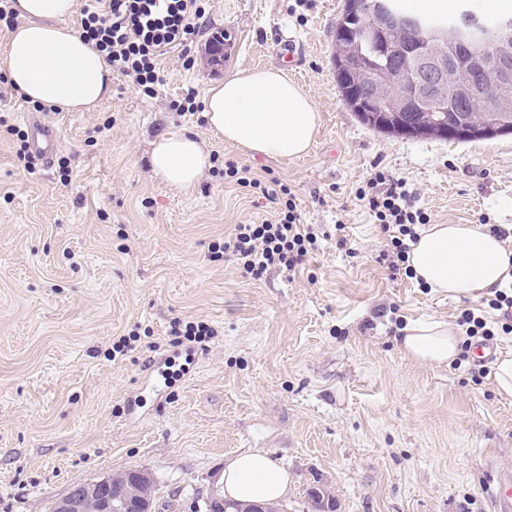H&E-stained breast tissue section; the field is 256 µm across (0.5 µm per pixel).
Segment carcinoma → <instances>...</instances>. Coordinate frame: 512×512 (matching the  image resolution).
<instances>
[{"instance_id":"cac0c4a2","label":"carcinoma","mask_w":512,"mask_h":512,"mask_svg":"<svg viewBox=\"0 0 512 512\" xmlns=\"http://www.w3.org/2000/svg\"><path fill=\"white\" fill-rule=\"evenodd\" d=\"M360 13L343 9L333 35V59L341 47L354 45L357 56L353 68L335 67L337 86L344 101L364 125L378 132L409 137L435 136L458 141L492 139L512 134V71L502 74L504 60L512 67V36H496L501 22L512 13L477 11L462 3L455 11L415 12L405 0H359ZM401 17L417 18L421 29L400 25ZM472 25L479 30L470 53L461 54L457 46L437 39L432 29ZM439 59L448 70L460 75L458 83L430 82L422 64ZM488 71L483 85L471 91L470 100L460 103L461 89L467 85L462 75L479 69ZM404 70L413 99L404 108L381 102L371 108L364 102L366 85L360 72L372 70L388 77ZM493 105L497 112L479 117L470 111L474 105Z\"/></svg>"}]
</instances>
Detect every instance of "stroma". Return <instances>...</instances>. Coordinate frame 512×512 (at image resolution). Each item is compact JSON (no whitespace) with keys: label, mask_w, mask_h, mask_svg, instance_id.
<instances>
[{"label":"stroma","mask_w":512,"mask_h":512,"mask_svg":"<svg viewBox=\"0 0 512 512\" xmlns=\"http://www.w3.org/2000/svg\"><path fill=\"white\" fill-rule=\"evenodd\" d=\"M344 0H205L188 55L160 63L144 93L112 76L91 112L46 113L57 165L16 158L32 104L0 81V512H49L77 484L128 469L155 479V504L190 512L226 459L250 449L287 469L285 512H308L324 484L336 512H490L488 487L512 471V397L494 376L406 357L421 322L456 323L468 295L439 294L377 257L386 237L357 198L373 169L406 182L434 224L512 227V135L411 139L364 125L332 64ZM235 36L222 66L210 39ZM302 56L289 76L320 122L307 154L253 157L224 143L202 106L208 84L276 66L277 43ZM194 94L197 111L178 109ZM194 134L218 161L199 186L152 176V142ZM233 161L279 178L316 248L296 271L261 279L217 258L235 225L278 205L224 181ZM346 246H339V236ZM205 323L206 345L173 343L174 323ZM127 341V352L113 347Z\"/></svg>","instance_id":"35a3bbf8"}]
</instances>
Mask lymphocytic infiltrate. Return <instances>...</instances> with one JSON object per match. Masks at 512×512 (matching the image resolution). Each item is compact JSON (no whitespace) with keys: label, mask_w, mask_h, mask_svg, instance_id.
<instances>
[{"label":"lymphocytic infiltrate","mask_w":512,"mask_h":512,"mask_svg":"<svg viewBox=\"0 0 512 512\" xmlns=\"http://www.w3.org/2000/svg\"><path fill=\"white\" fill-rule=\"evenodd\" d=\"M205 15L202 0H87L82 10V36L103 53L113 71L133 78L145 91L162 85L159 59L178 50L189 53ZM225 176L244 188L258 190L269 202L280 205L275 220L239 224L233 233L216 244V252L234 258L247 274L260 277L268 267L280 265L288 270L301 266L317 237L304 227L296 197L277 178L261 180L249 167L228 161ZM368 211L380 224L390 242L391 269L407 266L416 225L428 217L412 205L405 183L375 172L359 193ZM500 312L496 326H489L485 309ZM467 338L489 342L497 334H512V292L494 289L479 308H468L457 319Z\"/></svg>","instance_id":"lymphocytic-infiltrate-1"}]
</instances>
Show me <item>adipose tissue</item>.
<instances>
[{"instance_id": "1", "label": "adipose tissue", "mask_w": 512, "mask_h": 512, "mask_svg": "<svg viewBox=\"0 0 512 512\" xmlns=\"http://www.w3.org/2000/svg\"><path fill=\"white\" fill-rule=\"evenodd\" d=\"M76 0H15L20 19L0 63L10 85L30 102L64 112H90L112 95V69L92 43L66 25ZM204 115L226 143L273 160L306 153L320 122L311 98L276 68L234 73L209 86ZM151 174L181 192L193 191L210 167L204 145L184 131L160 135L149 154ZM415 278L451 295L479 296L512 279V249L479 224H433L412 245ZM448 324L407 328L401 348L410 359L443 366L459 354ZM290 477L268 453L248 450L229 459L219 486L225 498L272 504L288 492Z\"/></svg>"}]
</instances>
